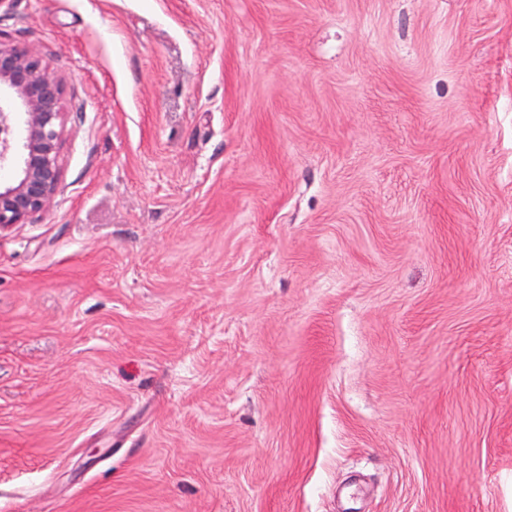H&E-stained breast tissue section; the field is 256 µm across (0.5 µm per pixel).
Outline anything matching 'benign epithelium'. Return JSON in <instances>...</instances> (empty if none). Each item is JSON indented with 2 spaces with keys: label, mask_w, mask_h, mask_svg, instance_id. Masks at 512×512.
<instances>
[{
  "label": "benign epithelium",
  "mask_w": 512,
  "mask_h": 512,
  "mask_svg": "<svg viewBox=\"0 0 512 512\" xmlns=\"http://www.w3.org/2000/svg\"><path fill=\"white\" fill-rule=\"evenodd\" d=\"M64 84L34 51L0 43V166L12 158L16 134L22 154L13 179L0 184V231L22 224L54 197L65 120Z\"/></svg>",
  "instance_id": "7a95c632"
}]
</instances>
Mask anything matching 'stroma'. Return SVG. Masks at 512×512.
Instances as JSON below:
<instances>
[{
    "mask_svg": "<svg viewBox=\"0 0 512 512\" xmlns=\"http://www.w3.org/2000/svg\"><path fill=\"white\" fill-rule=\"evenodd\" d=\"M63 79L0 232V512H512V0H6Z\"/></svg>",
    "mask_w": 512,
    "mask_h": 512,
    "instance_id": "stroma-1",
    "label": "stroma"
}]
</instances>
